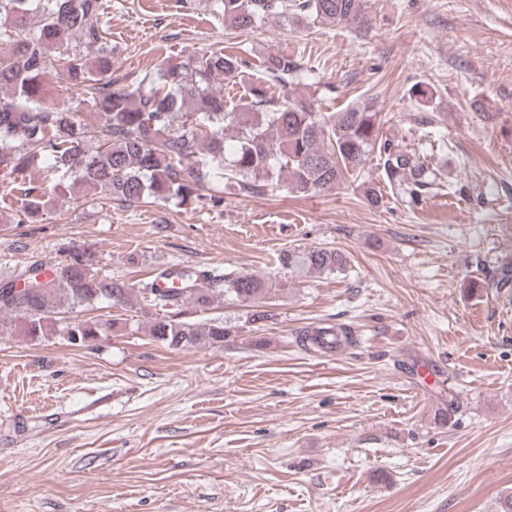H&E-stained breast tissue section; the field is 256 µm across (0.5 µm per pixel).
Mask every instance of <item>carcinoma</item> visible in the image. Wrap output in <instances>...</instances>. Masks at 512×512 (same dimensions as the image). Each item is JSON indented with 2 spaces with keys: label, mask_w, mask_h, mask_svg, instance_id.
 <instances>
[{
  "label": "carcinoma",
  "mask_w": 512,
  "mask_h": 512,
  "mask_svg": "<svg viewBox=\"0 0 512 512\" xmlns=\"http://www.w3.org/2000/svg\"><path fill=\"white\" fill-rule=\"evenodd\" d=\"M224 25L253 30L326 25L359 28L366 22L365 0H209ZM104 0H0V45L9 56L0 60V89L11 92L0 104V205L19 199L25 223L42 213L48 192L26 180L27 169L46 156L49 175L69 180L124 205L176 199L217 206L222 199L205 190L211 177L227 176L242 192L259 195L273 179L285 175L287 190L306 197L333 189L346 174L364 167L374 152L387 181L413 204L436 186L435 169L389 138H383L382 113L364 101L339 112H315L302 100L274 98L268 88H251L246 102L231 110L211 80L244 78L246 60L213 48L182 60H164L154 72L114 87L112 41L102 22ZM99 46L90 62L85 48ZM58 49L50 56L51 48ZM268 81L281 88L301 78L302 67L286 53L263 61ZM61 71L84 98L67 107L46 99L44 79ZM91 108L98 125L91 127L82 109ZM237 130L232 158L225 157L224 131ZM98 146L90 149L89 142ZM284 268L336 271L347 265L337 249L284 251ZM95 253L71 249L52 266L35 262L18 277L0 281V335L16 328L29 340L58 336L75 346L106 336L119 320L77 319L70 313L106 300L133 316L154 309L149 335L173 348L222 346L233 327L220 318L204 323L166 316L191 300L210 306L232 296L253 300L263 280L224 269L182 267L161 270L141 284L138 295L119 278L99 276ZM178 285H172V280ZM167 282L169 286L160 287ZM353 342L351 329L319 328L301 335L309 350L325 348L324 337Z\"/></svg>",
  "instance_id": "carcinoma-1"
}]
</instances>
